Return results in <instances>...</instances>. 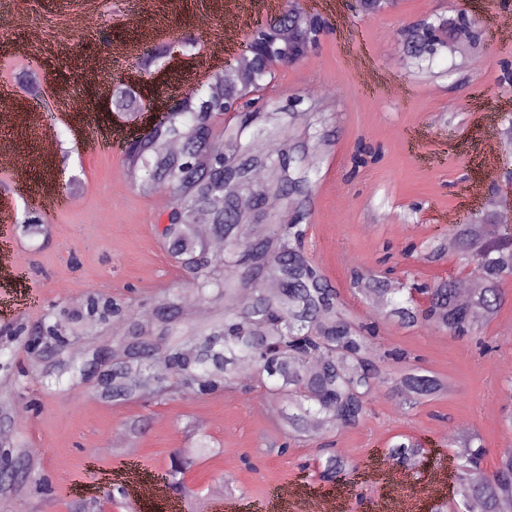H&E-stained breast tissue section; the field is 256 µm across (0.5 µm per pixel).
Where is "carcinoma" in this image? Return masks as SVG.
I'll use <instances>...</instances> for the list:
<instances>
[{"label":"carcinoma","instance_id":"1","mask_svg":"<svg viewBox=\"0 0 512 512\" xmlns=\"http://www.w3.org/2000/svg\"><path fill=\"white\" fill-rule=\"evenodd\" d=\"M443 38L405 40L407 54L430 61L442 51L463 53L481 42L476 27L468 28L469 42L455 40L459 26L446 21ZM253 87L237 75L222 71L215 80L221 95L192 91L183 109L167 112L158 125L133 140L123 164L133 184L174 191L178 208L160 234L170 256L192 281L195 301L219 302L205 323L188 327L191 306L176 294L153 300L149 320L130 313L128 299L98 291L86 295L75 314L49 312L38 330L49 354L58 360L44 367V376L60 379L68 373L80 380L98 364L92 350L80 360L60 359L59 336L72 335L71 326L89 335L111 320H124V339L101 366L95 392L112 399L152 396L208 395L231 386L245 370L265 393L288 408V438L308 436L311 424L326 432L358 424L379 386L387 381L410 409L447 391L445 381L420 367L406 352L382 347L377 327L352 316L339 289L305 253L309 225L303 223L313 194L314 161L310 156L312 126L299 130L295 113L281 107L269 112H234L237 119L217 132L214 100L238 99L273 73L259 48L252 58ZM142 100L121 87L112 94L118 112L134 118ZM177 143L172 153L168 146ZM276 195L282 206L268 209ZM248 198L249 210L239 203ZM209 218L213 236L224 240L216 254L198 233L197 219ZM264 224L255 235L251 225ZM43 227L27 213L16 231L25 237ZM494 219L481 224H458L451 240H437L417 256L436 262L451 253L460 268H470L479 279L468 302L457 300L458 282L445 279L432 285L414 278L393 279L352 272V286L380 305L384 319L411 328L432 324L460 340H468L497 314L503 301V282L512 277V248L499 240ZM425 297L421 304L415 295ZM460 452L455 464L456 500L438 506V512H468L477 500L483 512H512V449L499 455L495 469L482 472L485 448L478 434L448 441ZM398 465L415 468L427 460L428 449L403 437L390 445ZM349 470L348 461L331 452L319 466L325 483Z\"/></svg>","mask_w":512,"mask_h":512}]
</instances>
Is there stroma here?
Listing matches in <instances>:
<instances>
[{
	"instance_id": "stroma-1",
	"label": "stroma",
	"mask_w": 512,
	"mask_h": 512,
	"mask_svg": "<svg viewBox=\"0 0 512 512\" xmlns=\"http://www.w3.org/2000/svg\"><path fill=\"white\" fill-rule=\"evenodd\" d=\"M228 0H153L149 12H134V0H27L21 10L0 12V82L37 72L42 85L41 127H14L5 143L29 164L28 186L0 192V230L14 228L30 202H45L47 232L17 238L16 269L0 287V327L40 320L48 303L73 310L72 289L97 290L141 299L168 291L192 299L186 274L168 255L156 226L165 208L157 193L131 187L122 154L101 134L127 122L116 114L91 76L105 67L135 72L154 47L192 36L150 81L157 102L180 87L201 83L221 66L209 59L210 42H239ZM328 23L318 47L297 64H280L261 101L310 104L312 91L328 120L331 150L315 177L307 219L308 255L339 289L357 318L380 324L385 347L418 356L444 379L448 390L402 409L396 393L380 387L368 412L353 427L329 435L338 455L352 465L336 491L338 512H379L381 485L362 478L373 455L383 456L399 435L420 439L432 450L410 485L447 481L456 448L452 435L479 433L487 450L485 471L512 448V278L504 300L484 328L493 351L459 340L432 325L404 329L382 319L372 299L350 286L353 270L396 271L428 283L458 277L455 259L408 262L401 252L451 232L483 210L487 197L512 195L505 174L512 145L500 131L512 117V0H473L487 32L466 57L437 56L429 73L407 64L402 29L422 20L452 16L455 0H395L368 15L352 0H307ZM80 193L77 205L54 201L59 184ZM23 337L0 335V377L19 373L17 442L36 458L25 500L0 494V512H73L76 502L94 512H191L202 500L207 512H256L272 489L299 485L317 497L332 490L315 473L318 448L311 435L287 453L283 414L265 409L263 389L242 386L191 397L115 403L94 395L91 383L44 378L25 352ZM208 436L213 448L182 475L186 494L130 506L123 478L165 475L173 454L189 447L190 432ZM106 447L96 464L88 449Z\"/></svg>"
}]
</instances>
